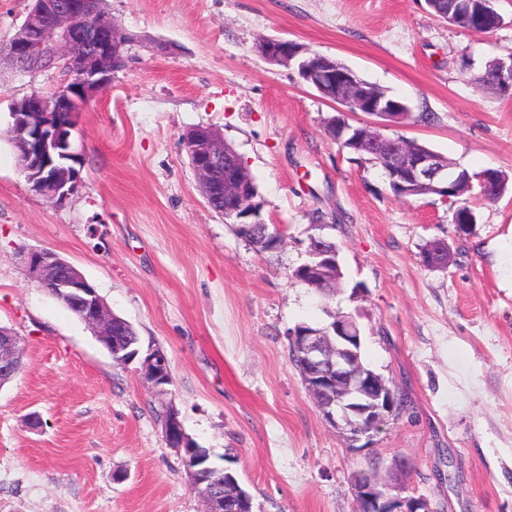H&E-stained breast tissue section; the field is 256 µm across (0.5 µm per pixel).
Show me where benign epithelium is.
Instances as JSON below:
<instances>
[{"label": "benign epithelium", "instance_id": "obj_1", "mask_svg": "<svg viewBox=\"0 0 512 512\" xmlns=\"http://www.w3.org/2000/svg\"><path fill=\"white\" fill-rule=\"evenodd\" d=\"M84 12L85 0H70L59 7L43 0L22 24L24 35L14 40L6 59L16 72L29 73L30 63L38 62L56 69L59 75L54 93L26 95L22 102H14L10 110L19 168L33 191L57 203L69 199L81 181L82 152L74 139L81 106L97 99L111 86L112 72L122 66L126 46L125 38L106 16L91 29L80 28L78 22ZM259 46L260 56L274 65L291 68L298 57H304L296 73L321 96L336 89V103L342 109L340 119L326 128L331 140L366 145L375 151L394 147L381 129L388 121H398V113L411 111L406 103L357 94L353 70L338 68L335 63L320 59V55L306 52L296 42L264 38ZM349 112H362L372 120L353 127L347 121ZM182 140L204 199H210L208 190L220 191L224 197L221 216L234 224L258 217V193L248 169L243 167L225 175L224 165L230 164L234 150L223 138L196 127L188 130ZM405 169L406 192L449 199L448 188L456 173L437 154L411 148L407 151ZM314 242L310 253L313 263L308 265L309 284L323 288L321 274L338 265L337 249L319 243L317 238ZM24 264L31 280L68 302L104 348L127 363L124 348L112 346V313L74 264L46 249L28 250ZM288 342L305 365L304 385L315 398L323 419L350 442L360 441L399 414L393 387L362 362L361 330L352 315L338 312L328 327L291 331ZM20 344V336L0 328V386L22 367ZM145 380L156 389L171 383L164 353L152 351L145 358ZM163 436L169 447L185 451L191 484L203 499L205 512H224L227 507L240 512L237 504L245 495L237 480L229 476L224 481V492L216 493L211 469L204 465L209 452L189 444V437L173 411L164 424ZM378 470L379 463L374 461L371 470L354 477L358 512H433L422 499L403 500L393 495L390 484L378 478Z\"/></svg>", "mask_w": 512, "mask_h": 512}]
</instances>
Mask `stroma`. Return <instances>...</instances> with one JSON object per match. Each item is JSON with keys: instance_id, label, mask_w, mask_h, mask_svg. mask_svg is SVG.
Masks as SVG:
<instances>
[{"instance_id": "stroma-1", "label": "stroma", "mask_w": 512, "mask_h": 512, "mask_svg": "<svg viewBox=\"0 0 512 512\" xmlns=\"http://www.w3.org/2000/svg\"><path fill=\"white\" fill-rule=\"evenodd\" d=\"M493 6L502 25L475 34L425 0H101L131 42L80 114L82 179L60 204L32 190L8 135L12 100L54 91L58 75L0 73V326L24 346L0 386V512H202L156 419L166 404L236 472L252 512H355L353 477L375 457L394 495L432 512H512V189L471 199L476 222L458 231L454 205L394 196L379 164L331 141L336 104L257 51L281 37L335 58L409 103L413 120L385 135L512 176V92L470 80L512 50V0ZM200 126L254 177L278 250L208 208L182 143ZM314 236L339 250L328 303L292 277ZM435 238L451 254L443 269L423 261ZM29 248L73 263L142 352L166 355L164 392L37 287ZM330 309L357 317L364 362L407 399L356 448L289 356V331Z\"/></svg>"}]
</instances>
